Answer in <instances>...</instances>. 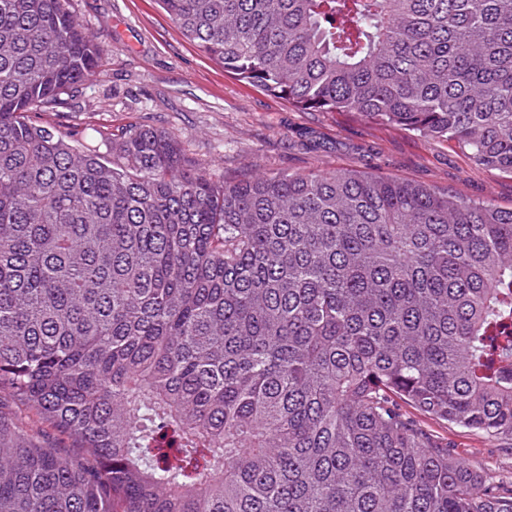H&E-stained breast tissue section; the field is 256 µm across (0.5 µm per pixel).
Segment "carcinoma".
I'll return each mask as SVG.
<instances>
[{
  "label": "carcinoma",
  "instance_id": "cac0c4a2",
  "mask_svg": "<svg viewBox=\"0 0 512 512\" xmlns=\"http://www.w3.org/2000/svg\"><path fill=\"white\" fill-rule=\"evenodd\" d=\"M224 72L512 173V0H158ZM70 0H0V512H512V208L357 171L215 178L149 125L75 146ZM112 160L100 156V146ZM0 415L12 421L21 435L26 438L40 436L37 440L47 448H55L60 441L48 423L42 422L34 411L27 410L8 391L0 393ZM49 439V440H47ZM423 421L448 440L450 449L460 459L484 469L495 478L512 471V457L505 455L485 438L460 428H447L427 419Z\"/></svg>",
  "mask_w": 512,
  "mask_h": 512
}]
</instances>
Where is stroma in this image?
I'll return each mask as SVG.
<instances>
[{
    "label": "stroma",
    "mask_w": 512,
    "mask_h": 512,
    "mask_svg": "<svg viewBox=\"0 0 512 512\" xmlns=\"http://www.w3.org/2000/svg\"><path fill=\"white\" fill-rule=\"evenodd\" d=\"M72 8L97 36L101 61L91 85L41 116L68 141L92 126L145 124L175 135L216 177L356 170L512 208V175L475 164L453 144L347 112H302L232 78L182 36L157 0H72ZM0 417L46 447L58 442L6 391ZM437 431L460 459L495 477L512 472V457L485 438L442 425Z\"/></svg>",
    "instance_id": "35a3bbf8"
}]
</instances>
